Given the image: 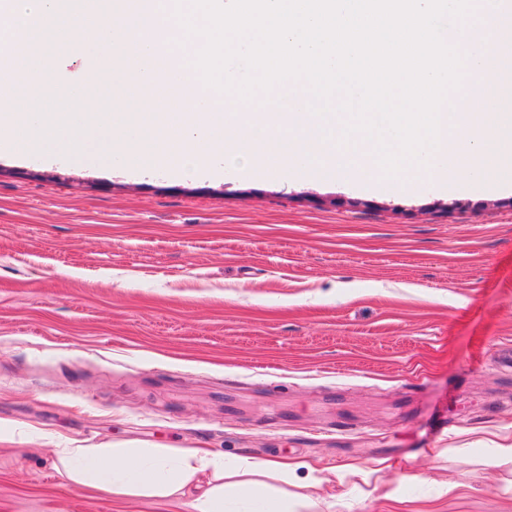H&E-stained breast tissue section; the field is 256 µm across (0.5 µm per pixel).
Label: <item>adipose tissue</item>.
<instances>
[{
  "mask_svg": "<svg viewBox=\"0 0 512 512\" xmlns=\"http://www.w3.org/2000/svg\"><path fill=\"white\" fill-rule=\"evenodd\" d=\"M59 473L68 482L111 495L186 499L190 512H299L323 503L326 482H346L350 469L339 465L330 477L306 474L299 496L273 487L274 459L224 460L191 448H60Z\"/></svg>",
  "mask_w": 512,
  "mask_h": 512,
  "instance_id": "obj_1",
  "label": "adipose tissue"
}]
</instances>
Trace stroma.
<instances>
[{
	"label": "stroma",
	"instance_id": "35a3bbf8",
	"mask_svg": "<svg viewBox=\"0 0 512 512\" xmlns=\"http://www.w3.org/2000/svg\"><path fill=\"white\" fill-rule=\"evenodd\" d=\"M512 192L362 195L0 160V512H188L60 448L409 475L334 512H512ZM461 482L442 498V480ZM363 481L368 487H370V489L364 491V498L379 501L392 500L398 497L405 479H401L396 482L375 483L372 486L369 481V473L365 472Z\"/></svg>",
	"mask_w": 512,
	"mask_h": 512
}]
</instances>
